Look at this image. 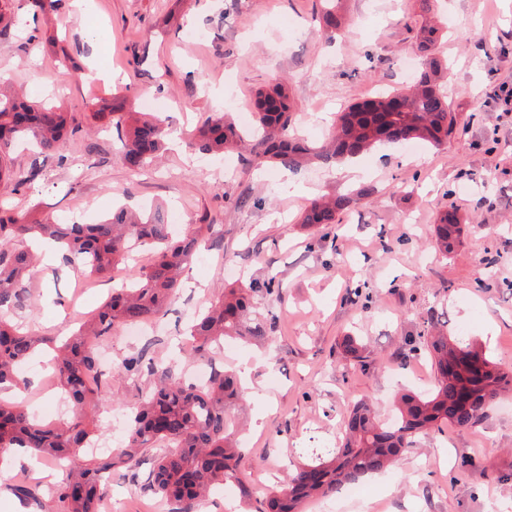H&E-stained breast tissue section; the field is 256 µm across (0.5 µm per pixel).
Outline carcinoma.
I'll return each instance as SVG.
<instances>
[{
  "instance_id": "carcinoma-1",
  "label": "carcinoma",
  "mask_w": 512,
  "mask_h": 512,
  "mask_svg": "<svg viewBox=\"0 0 512 512\" xmlns=\"http://www.w3.org/2000/svg\"><path fill=\"white\" fill-rule=\"evenodd\" d=\"M322 2L320 22L332 31L338 29L342 24L339 0ZM438 38L436 28L420 29L418 47L429 58L408 91H381L348 106L337 114L329 141L319 147L290 133L292 103L280 86L256 96V125L250 135L219 112L198 129L195 139L202 150L218 152L250 138L256 142L258 157L288 169L314 160L327 164L357 157L383 142L417 140L439 145L452 133L456 115L439 83L440 74L449 67L434 55ZM67 125V113L56 107L0 91V179L26 183L8 167L9 149L22 143L60 152L65 148ZM115 125L125 129L124 162L131 168L145 167L163 146L166 130L158 118L119 114ZM355 201L349 194L316 199L300 223L334 224L336 214ZM211 228L210 224H189L175 236L160 209L145 216L121 208L97 224H53L28 222L0 206V311L20 307L29 288L32 260L17 245L27 237L50 241L63 251L67 262L105 277L112 276L134 248L149 256L137 283L113 289L93 322L55 348L56 384L71 408L65 425L41 424L24 408L0 399L1 454L23 449L45 458L77 461L59 496L64 512H98L112 467L133 466L145 450L160 443L167 444L168 450L154 458L150 487L186 504L187 512H198L209 486L238 480L239 449L233 444L234 424L226 410L238 399L239 389L233 375L217 368L203 386L185 384L169 370L156 373L150 398L132 412L121 455L85 452L97 431L99 387L90 384L97 373L96 346L108 340L112 329L148 323L162 313L179 288L181 270L194 258L203 232ZM462 235L457 215L446 211L435 225L434 245L441 254L451 255ZM275 291L280 288L273 277L262 284L227 288L191 326L197 348L204 351L226 338L265 339L264 323L253 321L258 308L255 296ZM426 340L436 377L434 392L400 395L391 422L380 419L365 403L355 405L340 423L344 432L340 445L312 449L308 462L298 467L288 484L266 499L264 512H301L311 498L336 494L362 477L381 473L398 462L417 435L444 424L471 428L512 391V369L491 360L480 345L446 336ZM50 343L51 338L32 336L0 318V388L18 384L19 368L40 346Z\"/></svg>"
}]
</instances>
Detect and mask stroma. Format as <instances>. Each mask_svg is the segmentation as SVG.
Returning a JSON list of instances; mask_svg holds the SVG:
<instances>
[{
    "instance_id": "35a3bbf8",
    "label": "stroma",
    "mask_w": 512,
    "mask_h": 512,
    "mask_svg": "<svg viewBox=\"0 0 512 512\" xmlns=\"http://www.w3.org/2000/svg\"><path fill=\"white\" fill-rule=\"evenodd\" d=\"M13 6L20 24L0 31V72L28 100L68 113L74 133L59 155L11 151L12 169L31 185L2 181L0 200L59 224L78 212L95 222L119 204L161 202L167 223L211 227L213 246L202 247L153 332L130 338L116 329L99 358L101 404L123 418L149 396L151 367L180 373L217 364L239 374L244 400L231 410L242 424L238 480L216 489L201 512H258L303 449L340 443L339 422L356 403L386 418L397 394H430V333L482 343L512 367V112L500 98L512 88V0H343L333 34L315 19L320 0H89L82 12L63 0L53 22L34 18L28 0ZM424 25L444 31L437 53L451 65L445 85L457 125L442 145H382L352 163L289 170L251 162L248 141L228 153L227 171L210 169L214 156L194 132L213 113L239 119L256 93L280 84L294 132L321 144L335 112L409 85L402 63L424 61ZM192 29L204 39L189 38ZM146 97L174 139L152 169L138 172L122 161L120 130L93 115L141 111ZM350 191L359 199L338 223L322 232L299 224L311 199ZM445 210L464 224L449 258L432 238ZM145 263L137 258L104 278L59 257L40 262L24 307L8 319L68 336ZM273 275L280 292L260 298L265 345L234 340L223 353L179 351V330L224 288ZM350 338L362 359L345 353ZM142 349L150 366L127 374L124 360ZM22 372L24 384L0 399L43 423H66L47 389L49 359ZM157 453L148 449L139 468L113 470L99 512H175L148 486ZM62 478L52 462L9 460L0 467V512H45L58 503ZM18 484L35 498H19ZM360 485L347 499L310 501L305 512H512V396L471 428L415 437L394 467Z\"/></svg>"
}]
</instances>
